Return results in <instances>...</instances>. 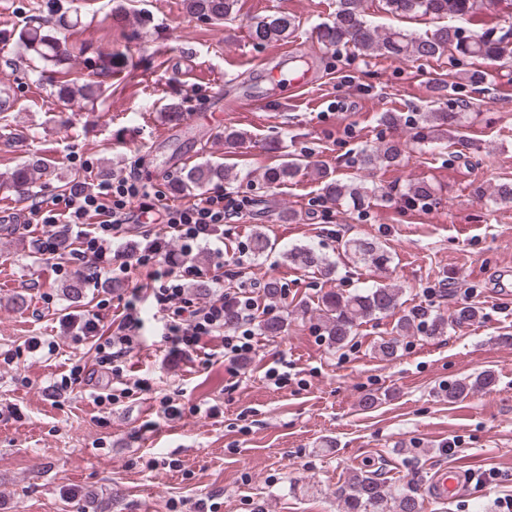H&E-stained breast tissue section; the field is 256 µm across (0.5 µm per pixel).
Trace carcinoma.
Segmentation results:
<instances>
[{"label": "carcinoma", "mask_w": 512, "mask_h": 512, "mask_svg": "<svg viewBox=\"0 0 512 512\" xmlns=\"http://www.w3.org/2000/svg\"><path fill=\"white\" fill-rule=\"evenodd\" d=\"M237 0H185L188 13L201 19L222 24L233 19ZM486 4V0H385L386 10L396 16L446 17L454 20L473 17ZM81 23V15L74 13L68 18L60 15L56 22L49 20L24 28L19 40L24 48L36 59L55 67L67 64L71 52L57 36V29L74 27ZM295 27V20L288 15H270L257 18L250 24V38L257 45L277 42L288 37ZM318 40L326 47L343 45L365 57L383 56L394 60L415 58L417 60L440 58L448 53L481 59H500L507 47L503 38H495L487 33L474 39L462 35V27L448 24L435 29L425 36H412L394 29H382L372 25L363 9V0H336L333 20L322 24L317 32ZM97 79L82 82L79 78L66 79L58 84V101L69 106L76 99H88L102 95L112 87V75L130 70L132 58L125 52L109 53L94 61ZM402 155L400 145L378 146L362 154L361 162L366 168H377L399 163ZM302 163L294 158L275 167L266 169L261 178L268 185H278L294 179ZM317 179L322 184L323 198L333 202H346L358 209L371 198L375 189L360 182L342 181L315 165ZM52 175L45 159L37 156L11 173L12 186L31 189L37 178ZM228 166L198 163L188 168L176 181L173 190L184 192L199 190L214 181L234 180ZM434 190L422 181L410 186L405 193L407 202L422 205L433 199ZM344 256L353 262H360L383 269L390 261L387 250L378 241L350 239L343 243ZM288 263L300 270L317 271L324 276L333 273L335 265L318 256L308 245H295L285 252ZM88 280L76 275L61 285L66 300L76 303L84 298ZM398 302V291L387 285L365 288L345 295L338 291L325 293L319 302L320 318L328 341L332 345L345 344L357 322L393 311ZM495 375L490 371L479 374L474 380H460L448 386L447 397L457 401L466 397L477 387H491ZM343 512H421L419 496L402 486H391L371 474H355L347 487L338 491ZM76 512H111L112 499L100 498L87 493L74 503Z\"/></svg>", "instance_id": "cac0c4a2"}]
</instances>
